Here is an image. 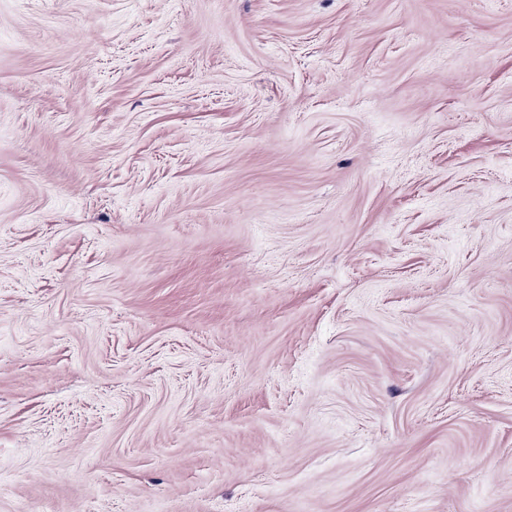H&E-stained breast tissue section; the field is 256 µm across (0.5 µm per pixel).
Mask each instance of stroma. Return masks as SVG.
Returning a JSON list of instances; mask_svg holds the SVG:
<instances>
[{
  "label": "stroma",
  "mask_w": 512,
  "mask_h": 512,
  "mask_svg": "<svg viewBox=\"0 0 512 512\" xmlns=\"http://www.w3.org/2000/svg\"><path fill=\"white\" fill-rule=\"evenodd\" d=\"M0 512H512V0H0Z\"/></svg>",
  "instance_id": "35a3bbf8"
}]
</instances>
